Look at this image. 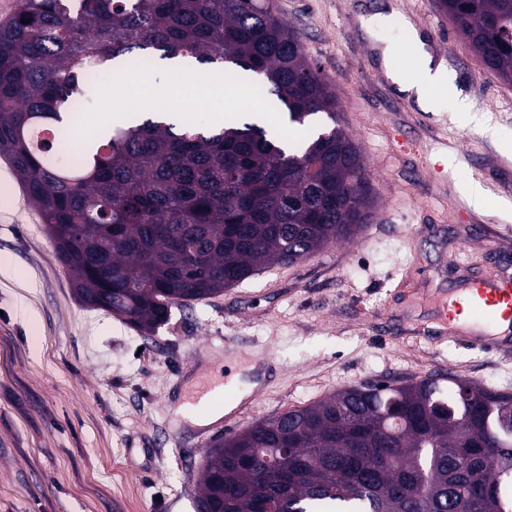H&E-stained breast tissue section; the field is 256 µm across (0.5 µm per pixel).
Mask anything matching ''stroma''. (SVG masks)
<instances>
[{"instance_id":"1","label":"stroma","mask_w":512,"mask_h":512,"mask_svg":"<svg viewBox=\"0 0 512 512\" xmlns=\"http://www.w3.org/2000/svg\"><path fill=\"white\" fill-rule=\"evenodd\" d=\"M321 70L336 125L357 145L373 190V218L354 238L290 265L257 271L208 300L172 306L142 333L83 306L39 212L7 158L0 183V512H197L201 461L213 433L177 416L214 365L241 347L272 355L247 423L365 381L406 383L452 373L512 393V351L491 357L419 334L433 295L464 288L468 272L512 273V83L488 74L436 0H274ZM383 14L382 24L366 19ZM407 19L454 72L471 108L423 111L386 75L381 50L413 72ZM182 100L205 97L195 123L224 126L229 102L158 67L145 72ZM482 185L474 207L464 192ZM471 253L469 270L449 265Z\"/></svg>"}]
</instances>
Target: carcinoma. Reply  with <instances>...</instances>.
Segmentation results:
<instances>
[{
    "instance_id": "cac0c4a2",
    "label": "carcinoma",
    "mask_w": 512,
    "mask_h": 512,
    "mask_svg": "<svg viewBox=\"0 0 512 512\" xmlns=\"http://www.w3.org/2000/svg\"><path fill=\"white\" fill-rule=\"evenodd\" d=\"M487 73L512 82V0H440ZM263 78L290 126L336 98L299 32L266 0H22L0 25V154L41 212L83 304L150 333L174 303L353 236L371 216L355 144L334 126L302 145L236 118L220 129L125 118L58 162L91 70L156 58ZM37 129L53 140L36 141ZM448 384H443V381ZM512 394L456 375L365 382L216 440L198 506L210 512H512Z\"/></svg>"
}]
</instances>
